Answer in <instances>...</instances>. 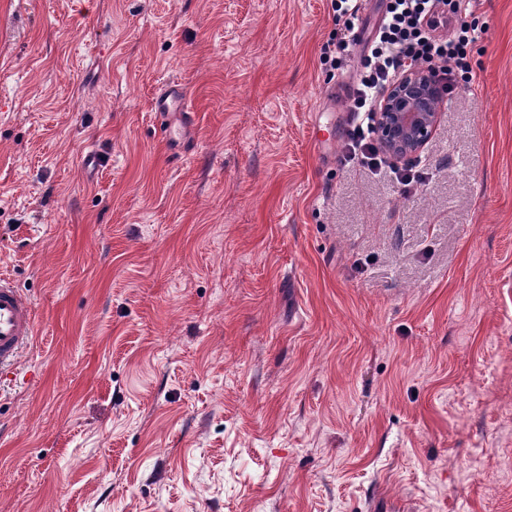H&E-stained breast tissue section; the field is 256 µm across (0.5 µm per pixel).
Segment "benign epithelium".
<instances>
[{"mask_svg": "<svg viewBox=\"0 0 512 512\" xmlns=\"http://www.w3.org/2000/svg\"><path fill=\"white\" fill-rule=\"evenodd\" d=\"M440 100L424 72L414 68L384 98L377 113L384 148L400 159L419 154L440 119Z\"/></svg>", "mask_w": 512, "mask_h": 512, "instance_id": "7a95c632", "label": "benign epithelium"}]
</instances>
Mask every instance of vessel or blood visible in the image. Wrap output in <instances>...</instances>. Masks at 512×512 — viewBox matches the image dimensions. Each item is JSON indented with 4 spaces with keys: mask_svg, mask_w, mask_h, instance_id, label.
Listing matches in <instances>:
<instances>
[{
    "mask_svg": "<svg viewBox=\"0 0 512 512\" xmlns=\"http://www.w3.org/2000/svg\"><path fill=\"white\" fill-rule=\"evenodd\" d=\"M155 111L175 116V123L166 125L167 141L179 140L194 118L190 97L177 83L163 86L154 100ZM36 333V312L32 303L10 278L0 276V371L13 366L29 347Z\"/></svg>",
    "mask_w": 512,
    "mask_h": 512,
    "instance_id": "b4317fda",
    "label": "vessel or blood"
}]
</instances>
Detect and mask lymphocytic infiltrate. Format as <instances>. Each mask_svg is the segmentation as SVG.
<instances>
[{
    "mask_svg": "<svg viewBox=\"0 0 512 512\" xmlns=\"http://www.w3.org/2000/svg\"><path fill=\"white\" fill-rule=\"evenodd\" d=\"M445 0H386L382 17L369 40L358 34L360 0H332V9L342 27L324 44L322 59L338 66L355 45H363V73L349 95L354 116L344 142L347 157L359 160L369 170L381 169L384 159L375 129L374 114L380 96L394 78L419 64L441 91H448L475 41V29L462 25L454 40L438 41L431 32L440 23L438 7Z\"/></svg>",
    "mask_w": 512,
    "mask_h": 512,
    "instance_id": "lymphocytic-infiltrate-1",
    "label": "lymphocytic infiltrate"
}]
</instances>
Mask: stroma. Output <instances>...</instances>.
<instances>
[{
    "label": "stroma",
    "instance_id": "obj_1",
    "mask_svg": "<svg viewBox=\"0 0 512 512\" xmlns=\"http://www.w3.org/2000/svg\"><path fill=\"white\" fill-rule=\"evenodd\" d=\"M463 23L406 186L344 159L330 0H0V512H512V0ZM155 112H161L168 118L176 117V124L169 123L164 126V137L168 142L177 141L182 132L190 126L194 118V109L190 97L183 87L177 83H169L163 86L154 100ZM35 333L34 306L10 278L0 276V372L17 362Z\"/></svg>",
    "mask_w": 512,
    "mask_h": 512
}]
</instances>
